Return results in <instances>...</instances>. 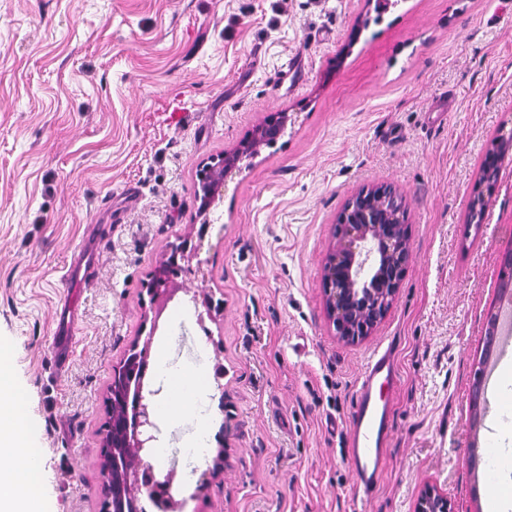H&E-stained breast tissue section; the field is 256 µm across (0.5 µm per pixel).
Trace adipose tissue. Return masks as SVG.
I'll return each mask as SVG.
<instances>
[{"label": "adipose tissue", "mask_w": 512, "mask_h": 512, "mask_svg": "<svg viewBox=\"0 0 512 512\" xmlns=\"http://www.w3.org/2000/svg\"><path fill=\"white\" fill-rule=\"evenodd\" d=\"M13 357L0 348V512H43L40 497L42 450L33 446L24 426L19 394L11 382ZM185 388L160 407L162 416L176 420L193 414L199 419L191 445L206 448L211 441L214 417L209 410V390L203 368L180 372Z\"/></svg>", "instance_id": "adipose-tissue-1"}]
</instances>
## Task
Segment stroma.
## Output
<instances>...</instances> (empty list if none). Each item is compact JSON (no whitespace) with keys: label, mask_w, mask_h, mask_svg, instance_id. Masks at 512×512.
<instances>
[{"label":"stroma","mask_w":512,"mask_h":512,"mask_svg":"<svg viewBox=\"0 0 512 512\" xmlns=\"http://www.w3.org/2000/svg\"><path fill=\"white\" fill-rule=\"evenodd\" d=\"M282 112L280 137L200 212V172ZM509 132L512 0H0V344L45 512H103L113 377L149 336L223 369L213 444L178 484L187 512H415L428 484L451 512H484L493 429L470 397L512 248V160L492 191L481 171ZM375 186L404 199L410 260L385 318L344 340L324 264L344 205ZM102 235L94 281L66 283L73 246ZM181 243L178 283L213 318L198 325L185 296L156 331L152 278ZM388 345L394 442L364 500L345 424Z\"/></svg>","instance_id":"obj_1"}]
</instances>
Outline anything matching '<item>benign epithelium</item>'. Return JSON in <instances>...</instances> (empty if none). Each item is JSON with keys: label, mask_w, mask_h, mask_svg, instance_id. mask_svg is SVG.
Listing matches in <instances>:
<instances>
[{"label": "benign epithelium", "mask_w": 512, "mask_h": 512, "mask_svg": "<svg viewBox=\"0 0 512 512\" xmlns=\"http://www.w3.org/2000/svg\"><path fill=\"white\" fill-rule=\"evenodd\" d=\"M287 120L288 115L281 114V119L257 127L254 137L276 141ZM241 158L242 151L237 149L225 153L221 162L208 167L205 183H223ZM386 197H395V190L379 186L358 192L349 199L336 224V248L324 265L325 305L337 335L343 338L366 336L385 318L409 260L407 225L396 223V216L377 203ZM135 370L139 372L140 385L134 421H129L123 393L112 388V443L103 444L105 448L133 450L135 462L115 470L112 459H104L105 508L112 506V498L130 496L136 491L174 512L179 507L171 494L175 471L160 479L148 462L156 442L155 401L159 390L147 375L145 355L138 354ZM415 512H449L448 501L436 487L427 486L420 494Z\"/></svg>", "instance_id": "7a95c632"}]
</instances>
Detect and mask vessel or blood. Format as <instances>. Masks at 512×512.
Segmentation results:
<instances>
[{"instance_id": "obj_1", "label": "vessel or blood", "mask_w": 512, "mask_h": 512, "mask_svg": "<svg viewBox=\"0 0 512 512\" xmlns=\"http://www.w3.org/2000/svg\"><path fill=\"white\" fill-rule=\"evenodd\" d=\"M398 368L392 348L373 354L364 367L346 424L347 460L359 492L372 494L380 485L386 451L394 439L391 421Z\"/></svg>"}]
</instances>
